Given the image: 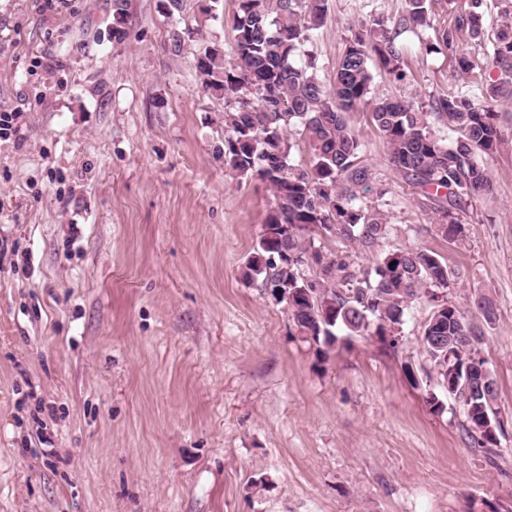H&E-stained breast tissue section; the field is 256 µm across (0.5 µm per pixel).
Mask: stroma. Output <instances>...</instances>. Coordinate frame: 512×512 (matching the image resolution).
I'll return each mask as SVG.
<instances>
[{
    "instance_id": "obj_1",
    "label": "stroma",
    "mask_w": 512,
    "mask_h": 512,
    "mask_svg": "<svg viewBox=\"0 0 512 512\" xmlns=\"http://www.w3.org/2000/svg\"><path fill=\"white\" fill-rule=\"evenodd\" d=\"M485 3L482 35L457 38L480 71L512 10ZM404 9L327 0L307 45L323 81L352 29ZM234 10L130 0L116 43L112 0H0V113H18L0 138V512H512V101L495 106L494 190L459 213L455 243L378 130L350 118L388 248L437 252L465 270L450 301L496 308L481 354L507 426L490 456L460 403L432 412L404 370L426 302L397 350L357 337L325 352L244 277L273 197L225 174L232 105L194 67L214 45L235 63ZM397 42L406 78L375 70L378 96L473 92L454 55L425 54L412 31Z\"/></svg>"
}]
</instances>
